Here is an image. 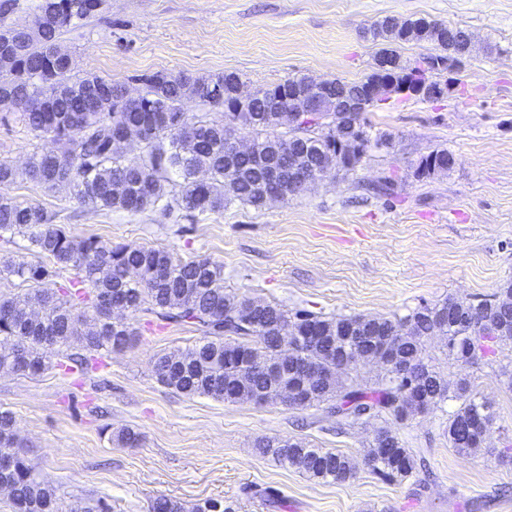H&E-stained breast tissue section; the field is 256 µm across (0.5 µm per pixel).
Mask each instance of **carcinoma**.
<instances>
[{"label": "carcinoma", "instance_id": "obj_1", "mask_svg": "<svg viewBox=\"0 0 512 512\" xmlns=\"http://www.w3.org/2000/svg\"><path fill=\"white\" fill-rule=\"evenodd\" d=\"M75 2L41 0L37 13L49 8L51 20L30 36L26 27L8 21L17 0H0V41L10 39L16 51L13 65L0 70V92L19 95V121L54 145L33 153L21 169L0 161V235L23 236L38 258L21 262L0 254V278L27 285L23 293L0 294V369L38 375L53 364L82 374L97 368L104 354L127 347L136 336L130 324L111 321L110 307L119 304L162 321L194 325L202 333L194 345L153 361L157 381L182 395L262 405L286 389L292 407L326 404L329 413H340L339 429L383 416L404 421L455 399L460 404L448 416V443L463 456L483 447L494 424L492 403L466 380L451 383L434 371L426 343L433 335L445 337L448 359L463 366L488 358L498 342L512 340L511 281L477 304L450 295L404 318L325 317L306 310L290 315L278 303L226 290L224 270L216 263L182 261L164 249L93 235L77 237L56 223L57 213L8 196L21 178L48 192L70 188L79 202L102 210L178 212L193 221L235 203L261 210L295 196L292 176L336 167V137L353 125L362 143L347 170L371 148L392 145V134L371 133L364 111H307L305 97L315 89L305 76L260 87V96L240 112L235 92L241 78L234 72L193 77L157 71L145 77L151 107L131 106L121 85L92 73L76 77L73 63L54 55L59 36L89 16ZM368 34L381 42L373 72L360 82L337 81L341 89L358 96L373 88L375 107L394 95L423 101L448 95L452 84L438 75L448 71V60L462 59L466 29L426 18L385 17ZM407 42L429 43L436 53L405 58L396 45ZM191 97L222 118L181 111L183 100ZM228 123L252 130V154L233 152L225 137ZM125 128L143 132L137 158L113 148ZM281 128L285 132L277 133ZM447 156L446 150L431 151L414 175L435 174L432 162ZM272 165L281 169L276 181L268 177ZM64 271L74 272V278L63 293L39 287ZM286 324L293 328L288 340L281 337ZM362 360L387 363L374 388L351 376ZM14 425L13 413L1 409L0 459H9L11 470L0 479L10 483L14 512H110L104 501L91 497H77L63 508L54 488L26 464ZM256 448L310 479L342 482L355 475L348 456L300 440L264 438ZM364 460L390 482L424 465L385 426L376 429Z\"/></svg>", "mask_w": 512, "mask_h": 512}]
</instances>
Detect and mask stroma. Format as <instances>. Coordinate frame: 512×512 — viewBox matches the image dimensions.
Returning <instances> with one entry per match:
<instances>
[{
    "label": "stroma",
    "instance_id": "35a3bbf8",
    "mask_svg": "<svg viewBox=\"0 0 512 512\" xmlns=\"http://www.w3.org/2000/svg\"><path fill=\"white\" fill-rule=\"evenodd\" d=\"M426 17L461 26L474 48L455 70L448 97L393 98L368 119L393 135L349 172L331 173L306 192L262 210L235 204L188 221L180 214H130L82 205L62 190L21 181L9 194L59 212L79 237L99 236L170 251L224 267L228 291L328 316H406L448 295L479 301L512 280V0H104L94 16L60 35L74 75L94 73L146 92L157 71L201 76L234 72L258 88L290 76L365 80L378 42L377 20ZM49 141L0 112V160L15 166ZM435 149L451 170L413 175ZM390 179L392 196L365 184ZM137 334L88 374L51 367L30 377L0 370V408L13 412L27 463L57 490L104 499L112 512H151L165 496L185 512L213 499L235 512H512V340L490 360L462 366L431 338L428 362L445 379H468L490 400L495 424L483 448L459 455L448 443L455 401L394 424L406 447L422 451L427 472L387 482L363 462L374 425L337 432L323 409H295L187 397L159 383L157 353L194 344L191 325L144 323L122 312ZM131 428L139 446L118 445ZM263 437L301 439L339 452L354 478L322 482L255 446Z\"/></svg>",
    "mask_w": 512,
    "mask_h": 512
}]
</instances>
